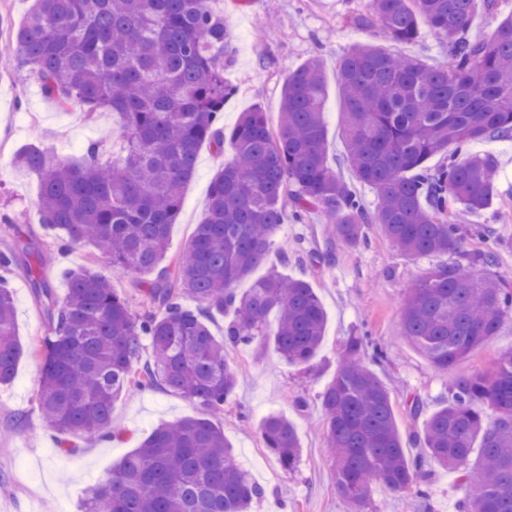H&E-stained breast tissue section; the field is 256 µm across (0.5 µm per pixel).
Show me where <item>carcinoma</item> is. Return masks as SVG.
Returning a JSON list of instances; mask_svg holds the SVG:
<instances>
[{"label":"carcinoma","mask_w":512,"mask_h":512,"mask_svg":"<svg viewBox=\"0 0 512 512\" xmlns=\"http://www.w3.org/2000/svg\"><path fill=\"white\" fill-rule=\"evenodd\" d=\"M478 1L498 13V0H372L371 14L352 17L366 28L380 25L398 44L414 43L424 24L450 57L441 66L367 44L336 62L344 162L376 190L371 209L328 163L327 81L318 59L288 74L278 131L252 109L226 132L224 100L234 92L224 81L229 42L208 0H35L11 40L20 79H35L63 108L123 118V145L110 160L95 144L79 163L33 146L18 155L40 179L42 226L62 230L70 245H92L110 269L93 258L72 270L59 301L40 251L0 252V270L26 268L48 325L39 341V409L66 452L112 433V408L132 386L175 392L204 409L157 427L90 493L82 512H250L263 496L212 417L224 412L237 385L226 347L266 335L270 313L277 316L275 347L289 363H309L322 346L326 312L307 281L272 269L237 291L266 262L290 201L295 218L324 214L351 247L364 243L366 225L377 224L410 258L455 256L412 283L401 311L402 336L435 369L448 371L512 320V280L493 273L496 248L464 249L470 237L497 243L499 233L455 220L459 211L486 210L496 192L495 158L467 147L512 140V15L489 38L473 40L467 32ZM227 140L233 158L214 176L207 213L172 268L169 230L200 146L221 154ZM444 153L448 161L428 165ZM125 273L154 274L143 316L112 284V275ZM186 297L195 309L183 306ZM224 312L232 319L218 340L207 321ZM148 346L152 357L143 363ZM24 353L13 293L0 277V385L11 382ZM369 358L379 363L385 353L375 345L368 355L364 337H349L322 393L338 493L359 506L374 482L393 492L414 487L426 508L421 486L436 463L468 488L458 512H512V352L497 358L492 378L453 382L446 404L415 435L412 455L389 389L365 365ZM487 407L497 410L489 423ZM261 433L280 465L294 470L301 446L288 419L269 416Z\"/></svg>","instance_id":"obj_1"}]
</instances>
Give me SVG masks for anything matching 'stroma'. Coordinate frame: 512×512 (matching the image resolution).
<instances>
[{"label": "stroma", "instance_id": "stroma-1", "mask_svg": "<svg viewBox=\"0 0 512 512\" xmlns=\"http://www.w3.org/2000/svg\"><path fill=\"white\" fill-rule=\"evenodd\" d=\"M224 17L233 62L224 79L236 92L224 102L221 118L232 127L242 112L258 107L270 124L279 119L282 90L288 73L311 58L321 59L328 76L325 125L328 161L351 178L343 163V103L333 75L337 60L357 44L386 45L380 27L360 28L346 19L349 11L367 13L371 0H210ZM15 57L0 53V250L35 245L57 299L68 293V273L93 255L88 245L60 249L45 231L38 214L40 182L21 169L17 154L37 145L64 160L80 158L90 142L118 150L119 115L62 109L47 98L36 81H18ZM474 151L494 155L498 165L493 206L475 215H458L461 224H489L503 238L498 248L501 267L512 269V141L474 144ZM231 152L216 154L201 145L197 170L186 187L180 214L170 228L169 262L187 249L196 224L209 203L212 179ZM327 219L314 213L301 224L285 221L273 237L270 262L280 247L295 252L283 272L308 281L326 311V329L317 356L306 365L288 363L272 337L259 336L248 345L229 349L228 362L237 376L234 393L217 422L233 447L237 462L264 490L252 512H423L414 492H393L372 484L362 507L341 497L326 452V424L321 394L336 375L339 355L348 337L370 332L387 351L375 373L396 400L404 440L422 428L405 402L420 398L426 411L441 406L457 377H492L497 357L512 351V321H504L482 350L460 360L448 372L436 370L401 334V306L409 281L436 265L433 257L410 259L395 250L377 225L367 229V245H336L332 263L311 262L327 239ZM14 296L15 331L26 348L13 380L0 387V512H80L79 503L120 459L137 448L160 423L198 415V407L174 393L130 388L112 411L113 438L79 443L66 453L59 437L39 413L41 355L39 339L46 322L36 306L25 268L8 276ZM280 414L294 426L302 448L294 470H283L260 432L264 418Z\"/></svg>", "mask_w": 512, "mask_h": 512}]
</instances>
